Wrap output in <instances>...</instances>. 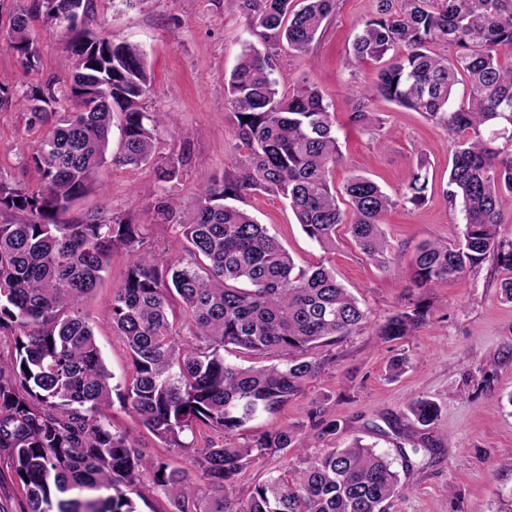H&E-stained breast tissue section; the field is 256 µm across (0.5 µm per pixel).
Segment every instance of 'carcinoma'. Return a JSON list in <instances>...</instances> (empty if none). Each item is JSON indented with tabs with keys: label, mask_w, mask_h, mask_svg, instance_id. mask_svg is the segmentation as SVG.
<instances>
[{
	"label": "carcinoma",
	"mask_w": 512,
	"mask_h": 512,
	"mask_svg": "<svg viewBox=\"0 0 512 512\" xmlns=\"http://www.w3.org/2000/svg\"><path fill=\"white\" fill-rule=\"evenodd\" d=\"M238 2L258 44H246L224 90L234 137L247 154L234 170L207 179L195 208L175 225L177 239L186 241L184 257H156L145 225L126 218L60 220L104 164L139 167L153 159L155 131L169 115L143 105L151 74L139 46L69 27L65 79L50 78L22 96L32 118L49 129L32 156L38 189L0 182V212L14 217L0 223V334L12 337L15 349L9 360L0 358V462L24 489L29 512H136L129 493L146 476L172 512H200L189 470L147 456L105 423L102 407L114 395L136 423L187 455L211 499L206 512H388L401 496L392 463L358 440L314 456L290 427L234 441L258 414L301 392L321 369L310 353L360 331L366 313L332 269L296 266L266 225L227 201L281 197L321 249H335L345 224L359 251L382 266L392 252L384 217L397 204L363 174L336 188L332 172L341 152L330 105L316 85L305 81L288 91L277 76L281 42L309 53L335 0ZM376 2L346 64H379L373 91L448 132L443 196L464 216L457 242L415 247L411 287L425 291L487 259L512 273V233L505 232L512 223V64L500 63L512 54V0ZM92 10L93 0H24L9 18L8 47L32 67V22L58 27L62 18L76 12L85 19ZM460 82L467 95L455 106ZM115 120L120 146L112 153ZM352 121L381 136L383 123L364 101ZM425 167L421 157L406 176L404 202L427 200ZM118 245L131 265L112 294L110 315L131 373L113 387L79 304L102 282ZM430 312V301L412 300L379 336H413ZM179 318L192 336L188 343ZM226 352L275 353L279 363L242 367ZM410 411L427 427L440 408L420 398ZM206 431L220 438L197 445ZM290 450L299 465L255 484L244 500L234 496L252 461Z\"/></svg>",
	"instance_id": "obj_1"
}]
</instances>
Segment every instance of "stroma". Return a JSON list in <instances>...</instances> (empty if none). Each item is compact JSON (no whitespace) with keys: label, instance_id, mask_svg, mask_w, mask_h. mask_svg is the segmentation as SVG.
Here are the masks:
<instances>
[{"label":"stroma","instance_id":"35a3bbf8","mask_svg":"<svg viewBox=\"0 0 512 512\" xmlns=\"http://www.w3.org/2000/svg\"><path fill=\"white\" fill-rule=\"evenodd\" d=\"M12 0H0V85L22 92L51 77H63L65 41L56 28L34 22L31 35L39 61L25 70L7 47ZM375 0H336V7L310 52L281 48L278 70L282 85L308 78L324 93L336 118L342 154L333 172L335 185L355 174L376 181L399 197L405 175L418 158L428 162V200L414 207L398 205L388 212L383 229L392 247V264L382 268L365 258L342 233L333 251H323L297 224L286 201L256 194L238 201L259 223L267 225L303 267L324 264L357 297L367 314L359 333L318 348L322 368L303 391L276 410L253 419L235 436L245 443L262 432L293 426L306 436L310 454L344 448L354 441L386 454L399 472L403 496L392 512H512V467L503 459L512 451V302L502 296L504 271L491 262L466 271L458 280L429 288L434 313L415 336L385 341L377 328L404 303L410 290L405 269L415 246L426 240L455 241L463 228L459 207L443 198L447 187L450 139L422 114L371 92L375 65L353 70L346 58L360 24L370 18ZM87 29L117 43H133L146 53L153 75L144 106L166 112L169 122L157 135L153 161L138 168L105 165L95 189L78 200L67 219L104 213L132 216L150 225L148 241L163 259L177 256L172 226L154 222L160 198L174 199L178 213L196 204L199 184L232 170L244 155L232 136L233 115L225 105L224 79L250 41L237 0H141L133 9L113 8L112 0H95ZM384 122V145L351 123L357 95ZM23 106L0 112V181L38 188L41 175L32 155L44 128L30 125ZM184 155L180 175L159 181L169 156ZM130 256L115 247L99 288L81 309L94 328L96 342L114 383L131 369L124 343L112 332L109 304L126 279ZM408 357L399 378L386 375L389 361ZM425 397L436 401L434 424L416 423L408 406ZM322 407L336 419L335 434H321L310 413ZM113 430L127 433L151 456L186 468L190 462L136 424L120 407L105 411Z\"/></svg>","mask_w":512,"mask_h":512}]
</instances>
